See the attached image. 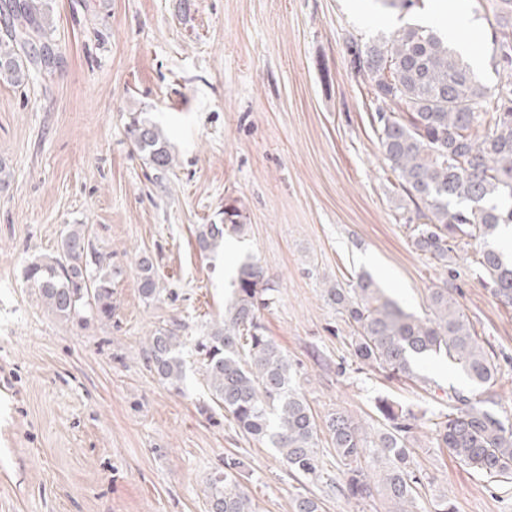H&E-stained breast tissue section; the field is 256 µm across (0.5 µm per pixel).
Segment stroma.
I'll return each instance as SVG.
<instances>
[{
  "label": "stroma",
  "instance_id": "obj_1",
  "mask_svg": "<svg viewBox=\"0 0 512 512\" xmlns=\"http://www.w3.org/2000/svg\"><path fill=\"white\" fill-rule=\"evenodd\" d=\"M501 0H48L60 62L24 87L0 84V512H207L205 488L224 458L247 464L260 512H291L298 490L324 512H388L299 486L276 449L243 437L212 405L191 348L177 391L150 371L145 343L180 323L190 339L224 317L236 263L250 257L273 287L261 323L297 366L316 414L341 409L380 427L386 397L418 417L413 462L419 512H512V484L494 482L437 447L442 389L470 391L447 360L421 361L431 385L357 369L350 327L322 297L370 275L406 312L448 285L481 345L495 355L493 388L512 417V307L482 276L477 247L453 268L416 251L415 210L379 150L368 80L350 41L391 36L406 21L480 39L487 86L489 25ZM164 133L174 158L158 172L126 135L132 118ZM228 201L247 230L201 253L198 225ZM68 224H85L112 255V319L65 321L24 279L54 256ZM149 256L163 291L144 299L137 261Z\"/></svg>",
  "mask_w": 512,
  "mask_h": 512
}]
</instances>
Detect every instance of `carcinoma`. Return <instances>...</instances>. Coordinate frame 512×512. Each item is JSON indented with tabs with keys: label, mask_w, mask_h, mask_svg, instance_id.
I'll list each match as a JSON object with an SVG mask.
<instances>
[{
	"label": "carcinoma",
	"mask_w": 512,
	"mask_h": 512,
	"mask_svg": "<svg viewBox=\"0 0 512 512\" xmlns=\"http://www.w3.org/2000/svg\"><path fill=\"white\" fill-rule=\"evenodd\" d=\"M0 22L5 29L1 84L19 87L34 72L54 68L59 56L50 42L45 0H0ZM493 36L499 60L492 91L450 38L431 26L409 24L362 46L351 38L350 62L370 80L381 152L420 220L413 229V247L449 268L455 245L475 242L480 270L494 296L512 306V260L489 245L501 226L512 224V11L496 16ZM127 134L155 169L172 166L159 127L135 119ZM227 230H246L233 201L224 204L220 223L198 227L200 251L223 245ZM25 279L62 320L80 319L87 311L112 320L111 255L92 246L85 224L66 225L57 255L30 262ZM137 285L146 300L160 295L147 256L137 262ZM323 298L351 328L348 345L360 365L426 386L430 381L418 371L420 360L446 358L457 365L478 393L468 396L448 386V412L431 423L437 447L496 482L512 483V420L495 410L497 402L487 395L497 382V364L478 343L448 286L429 289L422 317L404 312L369 275L359 277L354 288L332 284L323 289ZM272 300L263 270L253 261L242 262L223 321L193 343L212 400L244 437L275 448L292 476L320 481L348 498L364 499L376 491L392 503L393 512H418L419 478L408 446L414 413L379 398L375 409L384 428L377 431L337 409L317 421L295 385L288 357L258 322ZM179 328L156 329L145 349L150 370L176 391L187 378ZM321 432L335 450L340 482L325 469ZM243 468L237 459L224 460V471L208 487L209 512H258L241 483ZM372 474L377 480L370 479ZM292 512H322V502L299 493Z\"/></svg>",
	"instance_id": "cac0c4a2"
}]
</instances>
